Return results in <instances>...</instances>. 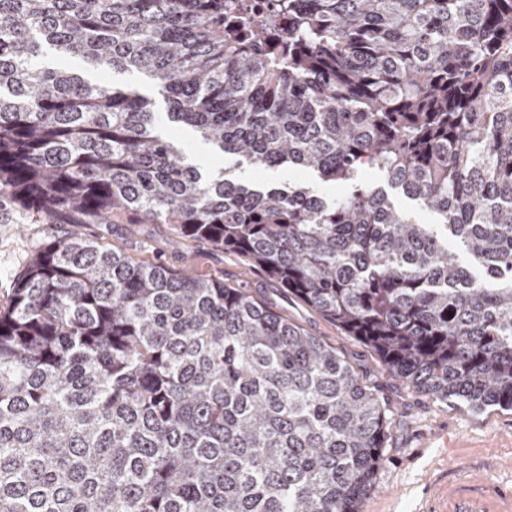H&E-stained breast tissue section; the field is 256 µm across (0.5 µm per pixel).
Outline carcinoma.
<instances>
[{
    "label": "carcinoma",
    "instance_id": "cac0c4a2",
    "mask_svg": "<svg viewBox=\"0 0 512 512\" xmlns=\"http://www.w3.org/2000/svg\"><path fill=\"white\" fill-rule=\"evenodd\" d=\"M164 117L267 169L255 190ZM376 168L439 218L421 224ZM93 224L0 309V512H359L391 409L336 348L114 224L235 252L441 402L512 409V0H0V208ZM453 247H448V240ZM65 64L73 69L80 70L88 78L93 80L113 81L117 84L134 83L139 86L140 91L144 95L151 96L156 99L159 112H165V103L158 91L148 82H143L134 77L124 74H112L110 71L93 70L78 59H68ZM165 136H172L185 154L197 161L208 172L224 170L228 176L240 178L246 184L263 185L267 187H281L288 182H301L310 185L321 196L331 200L336 198L344 190L343 186L322 180L316 173L307 170L280 169H256L249 164H239L232 156L215 152L200 143L193 131L186 125L167 123L162 127ZM363 184L369 189H383L386 191L396 208L404 211L413 219L422 224H436V217L416 201L408 198L400 189L391 188L382 174L377 170H368L363 174Z\"/></svg>",
    "mask_w": 512,
    "mask_h": 512
}]
</instances>
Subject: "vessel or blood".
Masks as SVG:
<instances>
[{"mask_svg":"<svg viewBox=\"0 0 512 512\" xmlns=\"http://www.w3.org/2000/svg\"><path fill=\"white\" fill-rule=\"evenodd\" d=\"M446 512H512V483L494 480L489 470H451Z\"/></svg>","mask_w":512,"mask_h":512,"instance_id":"vessel-or-blood-1","label":"vessel or blood"}]
</instances>
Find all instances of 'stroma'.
<instances>
[{
  "instance_id": "35a3bbf8",
  "label": "stroma",
  "mask_w": 512,
  "mask_h": 512,
  "mask_svg": "<svg viewBox=\"0 0 512 512\" xmlns=\"http://www.w3.org/2000/svg\"><path fill=\"white\" fill-rule=\"evenodd\" d=\"M172 136L192 160L210 172L222 171L244 183L281 187L310 185L334 199L342 185L307 170L257 169L200 143L190 127L168 123ZM91 225L25 223L18 210H0V307L10 301L18 274L52 238L61 234L90 236ZM113 243L137 259L162 263L177 271L207 275L246 291L288 316L309 334L336 347L363 380L389 404L394 419L385 462L377 471L360 512H443L447 505L448 471L456 467L492 465L496 478L512 482V411L487 408L475 413L458 404L444 405L416 391L406 381L384 374L376 351L345 334L300 299L280 288L263 270L236 254L205 242H185L164 224H116Z\"/></svg>"
}]
</instances>
